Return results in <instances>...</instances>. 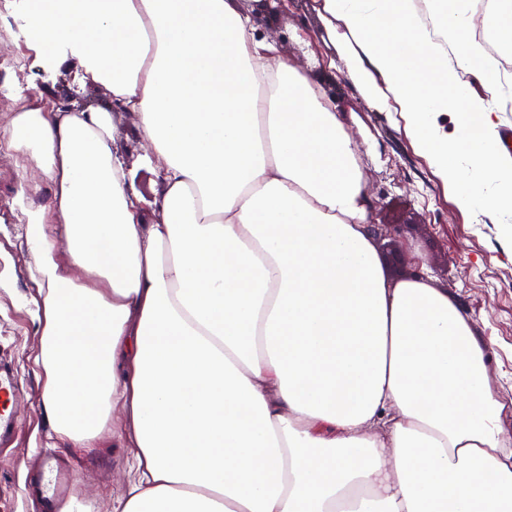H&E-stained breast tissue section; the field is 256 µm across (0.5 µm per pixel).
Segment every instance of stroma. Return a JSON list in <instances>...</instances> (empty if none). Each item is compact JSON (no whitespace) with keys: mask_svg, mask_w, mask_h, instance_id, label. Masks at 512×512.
Segmentation results:
<instances>
[{"mask_svg":"<svg viewBox=\"0 0 512 512\" xmlns=\"http://www.w3.org/2000/svg\"><path fill=\"white\" fill-rule=\"evenodd\" d=\"M251 16L259 35L273 42L280 55L297 67L329 99L357 146V159L370 197L371 220L396 224V237L375 247L391 282L408 278L413 269L447 291L470 320L475 333L488 340V374L500 397L512 402V250L500 241L496 224L476 223L431 172L398 123L397 113L370 106L345 77L346 64L320 14L319 0H285L279 11L263 0H237ZM0 62V124H6L9 93L40 94V79L18 59V45ZM135 116H126L125 132L115 150L127 162L128 176L146 208L162 193L156 164L146 162V149L130 137ZM21 170L16 155L0 147V359L18 371L24 398L23 420L10 448H0V512H38L23 488L29 467L45 450L58 449L73 474L71 501L91 512H112V500L128 481L130 454L122 431L104 432L97 447H54L41 406L42 380L33 365L40 345L32 278L35 259L25 238L26 220L17 203Z\"/></svg>","mask_w":512,"mask_h":512,"instance_id":"1","label":"stroma"}]
</instances>
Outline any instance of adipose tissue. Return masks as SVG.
<instances>
[{"label":"adipose tissue","mask_w":512,"mask_h":512,"mask_svg":"<svg viewBox=\"0 0 512 512\" xmlns=\"http://www.w3.org/2000/svg\"><path fill=\"white\" fill-rule=\"evenodd\" d=\"M25 65L109 106L16 97L44 379L56 440L95 447L123 413L112 512H512V415L488 344L430 277L390 282L357 148L319 87L235 0H22ZM373 106L512 245V0H322ZM457 118L453 132L438 123ZM164 172L149 220L112 145L126 114ZM50 194L38 201L42 185ZM82 100L73 92L67 91L65 89L62 90V92L59 94L60 99H62L64 102L67 103V105H70L71 102L77 101L78 103L83 101L85 106H99L104 105L107 102L108 96L104 89L90 86L85 88L83 91L80 92Z\"/></svg>","instance_id":"obj_1"}]
</instances>
